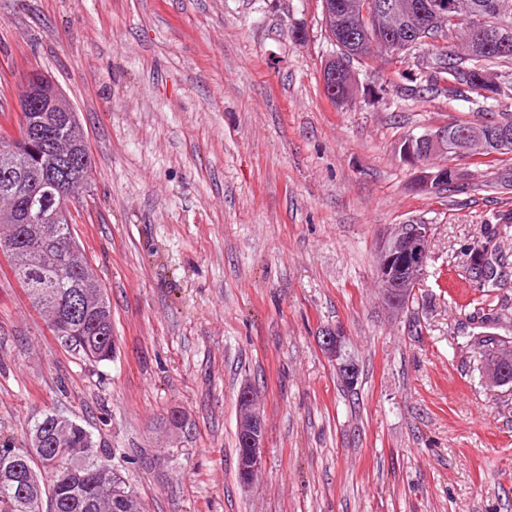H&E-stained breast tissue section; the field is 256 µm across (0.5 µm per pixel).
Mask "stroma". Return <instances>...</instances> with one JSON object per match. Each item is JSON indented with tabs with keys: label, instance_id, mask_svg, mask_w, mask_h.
I'll use <instances>...</instances> for the list:
<instances>
[{
	"label": "stroma",
	"instance_id": "obj_1",
	"mask_svg": "<svg viewBox=\"0 0 512 512\" xmlns=\"http://www.w3.org/2000/svg\"><path fill=\"white\" fill-rule=\"evenodd\" d=\"M333 51L319 0H0V125L38 70L86 132L74 230L114 341L101 363L66 347L0 259V446L23 447L39 412L67 416L150 512H512V383L485 382L471 349L512 338V275L486 288L506 316L485 325L452 270L512 210V153L432 156L467 189L418 191L405 137L487 113L410 91L383 52L354 67L382 98L336 106ZM413 220L434 227L417 321L391 317L374 279L388 225ZM245 383L266 427L248 487ZM345 336L338 330L328 331L322 336V348L326 354L336 363V369L345 380L353 384L359 377V369L345 350Z\"/></svg>",
	"mask_w": 512,
	"mask_h": 512
}]
</instances>
